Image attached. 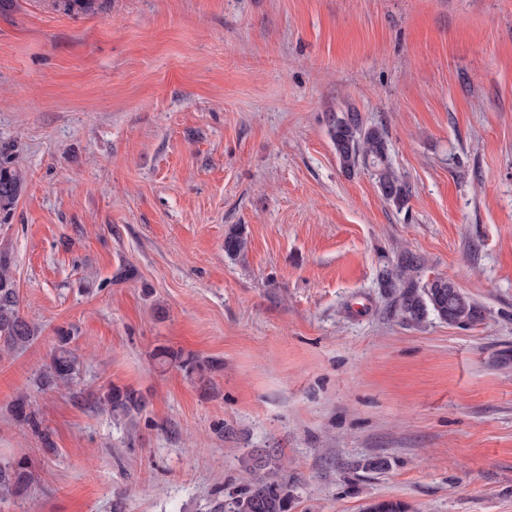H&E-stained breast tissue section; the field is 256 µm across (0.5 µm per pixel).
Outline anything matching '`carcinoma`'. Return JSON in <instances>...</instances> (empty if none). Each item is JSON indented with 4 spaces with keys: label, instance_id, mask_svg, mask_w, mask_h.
I'll return each instance as SVG.
<instances>
[{
    "label": "carcinoma",
    "instance_id": "carcinoma-1",
    "mask_svg": "<svg viewBox=\"0 0 512 512\" xmlns=\"http://www.w3.org/2000/svg\"><path fill=\"white\" fill-rule=\"evenodd\" d=\"M330 137L336 157L347 174L362 167L371 172L382 198L401 208L406 205L410 186L398 174L391 162L388 131L383 126L369 125L358 112H343L332 116ZM22 183V172L12 162L0 161V215L7 216L14 209ZM247 250L245 227L230 225L224 232V255L238 260ZM425 261L410 252L401 251L394 260L379 269L380 287L396 294L398 312L402 320L419 324L433 315L451 325H467L482 317L480 307L466 296L454 282L435 277L424 281L421 271ZM20 298L10 270V257L0 252V351L11 353L24 349L38 337V328L29 323L19 310ZM69 337H59V345L50 363L39 373L38 387L43 390L70 388L79 376L78 360L67 348ZM158 356L169 359L196 376L207 385L208 373L219 368L213 361H202L193 356L162 350ZM98 408L117 417H133L143 411L146 401L134 389L110 387L97 399ZM14 419L33 428L38 419L30 401L25 396L11 405ZM265 474L251 483L244 492L228 500L223 489L215 490L210 512H288V492L280 476V469L270 460L263 461ZM31 476L21 461H0V500L19 498L30 486Z\"/></svg>",
    "mask_w": 512,
    "mask_h": 512
}]
</instances>
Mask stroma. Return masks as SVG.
<instances>
[{
    "label": "stroma",
    "instance_id": "1",
    "mask_svg": "<svg viewBox=\"0 0 512 512\" xmlns=\"http://www.w3.org/2000/svg\"><path fill=\"white\" fill-rule=\"evenodd\" d=\"M350 110L403 209L342 172ZM0 151L39 329L0 355V458L32 477L0 512H208L261 456L289 512H512V0H0ZM402 250L481 320L403 322L377 281ZM62 330L79 382L38 390ZM163 349L221 368L204 388ZM112 386L136 423L98 409ZM330 137L343 171L362 167L371 172L382 198L395 207L406 205L410 186L391 162L390 141L384 126L368 125L358 112H343L330 120ZM22 183V172L12 162L0 161V215L6 217L14 209ZM247 250V235L241 224H231L224 232V255L230 260H238ZM98 408L117 417L132 418L133 413H140L146 405L141 393L135 389L110 387L97 399Z\"/></svg>",
    "mask_w": 512,
    "mask_h": 512
}]
</instances>
